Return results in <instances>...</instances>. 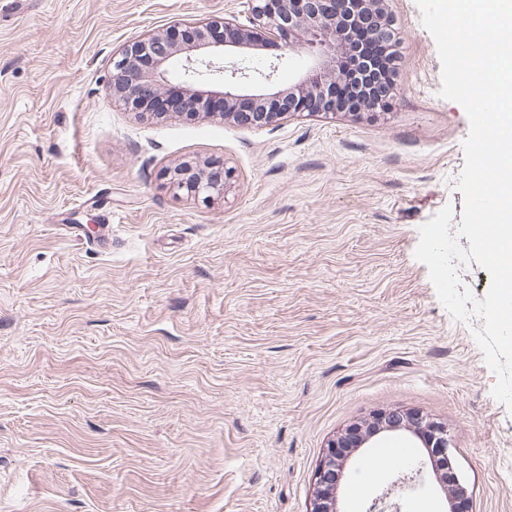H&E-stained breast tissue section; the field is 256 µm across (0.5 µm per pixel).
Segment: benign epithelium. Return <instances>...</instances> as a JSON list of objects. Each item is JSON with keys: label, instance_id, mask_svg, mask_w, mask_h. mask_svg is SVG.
<instances>
[{"label": "benign epithelium", "instance_id": "obj_1", "mask_svg": "<svg viewBox=\"0 0 512 512\" xmlns=\"http://www.w3.org/2000/svg\"><path fill=\"white\" fill-rule=\"evenodd\" d=\"M249 24L235 17H204L178 22L191 40L172 44L167 29H158L124 46L112 58V100L126 110L146 118L182 116L199 112L213 99L222 111L210 113L228 119L246 112V123L262 127L304 112L335 115L337 88L355 84L359 74L377 68L367 53L351 59L350 45L336 27L353 28L367 37L380 36L381 29L363 10V0H250ZM286 46L306 55L307 69L297 82L280 86L275 75L279 60H272L254 79L246 59L237 54L259 47ZM184 80L169 79L174 66ZM230 171L224 162L184 164L169 172V184L177 192L209 201L224 194ZM403 435L411 447L426 452L417 472L431 468L435 479L448 484V512H473L468 484L456 471L448 427L424 422L411 412L381 410L349 426L328 441L319 465L311 512H339L337 489L343 470L356 451L372 448L385 435ZM414 473L404 474L392 487L375 497L368 512H401L402 503L391 499L392 488L404 485Z\"/></svg>", "mask_w": 512, "mask_h": 512}]
</instances>
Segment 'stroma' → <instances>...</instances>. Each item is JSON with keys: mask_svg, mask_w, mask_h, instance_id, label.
<instances>
[{"mask_svg": "<svg viewBox=\"0 0 512 512\" xmlns=\"http://www.w3.org/2000/svg\"><path fill=\"white\" fill-rule=\"evenodd\" d=\"M381 111L142 120L112 55L249 0H24L0 14V512H310L328 441L381 409L447 425L474 512H512V411L414 250L460 224L469 120L416 0H385ZM232 172L203 202L169 172ZM112 223L107 253L65 225ZM359 449L339 512L399 474Z\"/></svg>", "mask_w": 512, "mask_h": 512, "instance_id": "obj_1", "label": "stroma"}]
</instances>
